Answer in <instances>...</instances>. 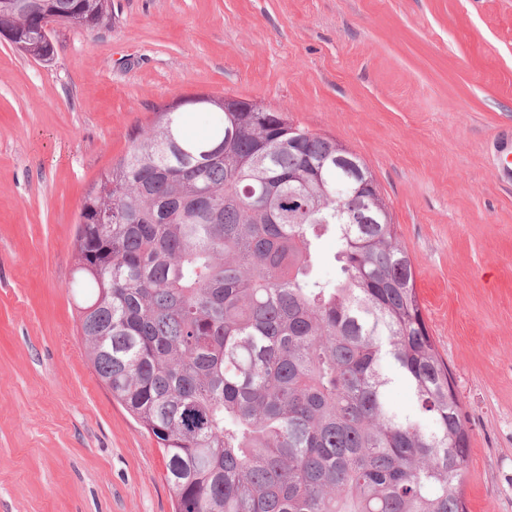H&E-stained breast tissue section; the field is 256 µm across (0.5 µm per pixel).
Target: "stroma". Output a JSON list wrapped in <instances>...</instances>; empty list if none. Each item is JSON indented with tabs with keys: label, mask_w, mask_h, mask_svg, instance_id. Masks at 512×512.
Masks as SVG:
<instances>
[{
	"label": "stroma",
	"mask_w": 512,
	"mask_h": 512,
	"mask_svg": "<svg viewBox=\"0 0 512 512\" xmlns=\"http://www.w3.org/2000/svg\"><path fill=\"white\" fill-rule=\"evenodd\" d=\"M52 62L0 37V512H173L80 334L76 225L156 108L229 95L359 155L470 427L468 512H512V0H111Z\"/></svg>",
	"instance_id": "stroma-1"
}]
</instances>
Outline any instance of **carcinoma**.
<instances>
[{
	"label": "carcinoma",
	"mask_w": 512,
	"mask_h": 512,
	"mask_svg": "<svg viewBox=\"0 0 512 512\" xmlns=\"http://www.w3.org/2000/svg\"><path fill=\"white\" fill-rule=\"evenodd\" d=\"M111 0H0V34ZM54 30L22 53L49 63ZM214 115L187 134L186 107ZM86 192L74 287L101 381L156 438L175 512H467L470 433L415 269L337 141L224 97L166 103ZM336 237V282L313 275ZM401 380L417 413L388 398Z\"/></svg>",
	"instance_id": "cac0c4a2"
}]
</instances>
